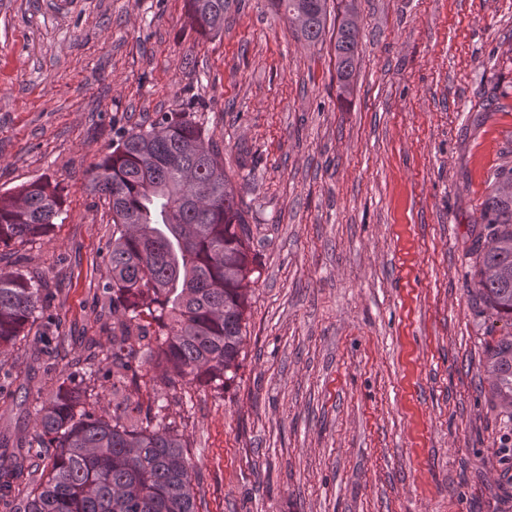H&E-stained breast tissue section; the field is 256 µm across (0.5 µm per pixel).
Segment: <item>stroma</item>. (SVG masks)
Returning <instances> with one entry per match:
<instances>
[{"instance_id":"1","label":"stroma","mask_w":512,"mask_h":512,"mask_svg":"<svg viewBox=\"0 0 512 512\" xmlns=\"http://www.w3.org/2000/svg\"><path fill=\"white\" fill-rule=\"evenodd\" d=\"M354 10L339 97L336 33L297 40L268 0H230L202 33L185 0H0V194L48 178V237L0 251L53 293L64 357L6 358L0 448L109 348L101 286L112 212L92 171L120 135L190 112L217 142L252 228L241 367L170 393L200 512H512V420L484 368L511 327L471 293L481 204L512 167V0H328ZM93 407L149 390L96 383ZM357 28L354 15L345 14L338 26L336 37V75L339 96L350 92V81L357 57Z\"/></svg>"}]
</instances>
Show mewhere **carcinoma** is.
Masks as SVG:
<instances>
[{
	"mask_svg": "<svg viewBox=\"0 0 512 512\" xmlns=\"http://www.w3.org/2000/svg\"><path fill=\"white\" fill-rule=\"evenodd\" d=\"M303 41L318 42L326 0H271ZM204 33L224 26L227 0H187ZM354 15L336 37L339 96L350 92L357 57ZM93 187L109 199L110 279L103 287L112 320V383L138 384L154 362L153 399L117 406L112 417L89 405L93 371L64 379L41 403L25 448L0 454V502L19 512H198L193 467L182 435L165 423L158 389L223 386L240 367L249 306L248 211L224 171L213 138L190 112H165L132 129L96 165ZM512 167L499 170L482 203L484 234L475 247L473 288L493 314L512 322ZM63 189L49 179L0 195V247L42 238L62 210ZM50 302L16 269H0V354L10 351ZM496 407L512 419V336L492 347ZM136 415H131V412Z\"/></svg>",
	"mask_w": 512,
	"mask_h": 512,
	"instance_id": "obj_1",
	"label": "carcinoma"
}]
</instances>
